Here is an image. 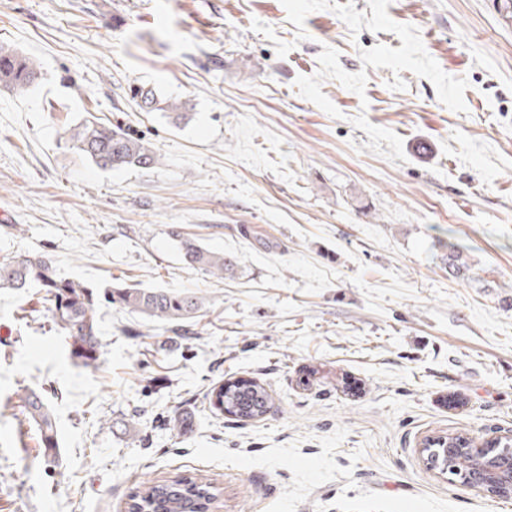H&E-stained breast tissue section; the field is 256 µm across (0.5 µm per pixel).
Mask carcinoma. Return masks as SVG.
<instances>
[{"instance_id": "cac0c4a2", "label": "carcinoma", "mask_w": 512, "mask_h": 512, "mask_svg": "<svg viewBox=\"0 0 512 512\" xmlns=\"http://www.w3.org/2000/svg\"><path fill=\"white\" fill-rule=\"evenodd\" d=\"M40 77L39 64L15 48L0 43V89L22 93ZM71 148L102 168L136 166L150 168L160 162L161 154L141 137H135L119 126H109L95 119L85 120L73 129ZM179 238L183 260L205 273L224 277L234 262L221 252H214L196 241ZM468 265L462 261L455 246H448V274L465 277ZM36 285L45 294L55 329L71 340L70 354L79 366L98 370L100 348L98 333V301L88 286L56 276L44 255L24 257L0 256V289L21 292ZM105 303L148 318L185 324L204 307V299L189 293L158 288L108 286L103 291ZM27 422L38 433L43 447L50 449L47 457L56 458L59 447L56 418L48 399L42 393L28 391L22 397ZM210 406L220 413L239 419L262 416L268 408V393L257 383L241 381L222 383L210 391ZM448 473L466 479L473 466L466 452L445 458ZM217 498L216 488L207 482L177 478L171 482L145 484L131 497L129 512H209Z\"/></svg>"}]
</instances>
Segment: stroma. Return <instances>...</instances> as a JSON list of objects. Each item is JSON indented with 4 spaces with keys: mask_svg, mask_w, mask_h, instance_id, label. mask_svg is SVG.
I'll use <instances>...</instances> for the list:
<instances>
[{
    "mask_svg": "<svg viewBox=\"0 0 512 512\" xmlns=\"http://www.w3.org/2000/svg\"><path fill=\"white\" fill-rule=\"evenodd\" d=\"M0 43L41 66L0 94V255L44 254L97 295L206 298L185 331L100 306L92 372L38 288L0 290V512H127L178 476L218 489L212 512H503L420 445L512 436L505 0H0ZM91 116L161 163L71 150ZM176 230L234 270L188 266ZM236 379L271 394L263 416L211 408ZM23 411L27 422L38 433L42 448H54L48 450V458H56V448H59L57 436L56 418L48 399L42 393L28 391L22 397Z\"/></svg>",
    "mask_w": 512,
    "mask_h": 512,
    "instance_id": "obj_1",
    "label": "stroma"
}]
</instances>
